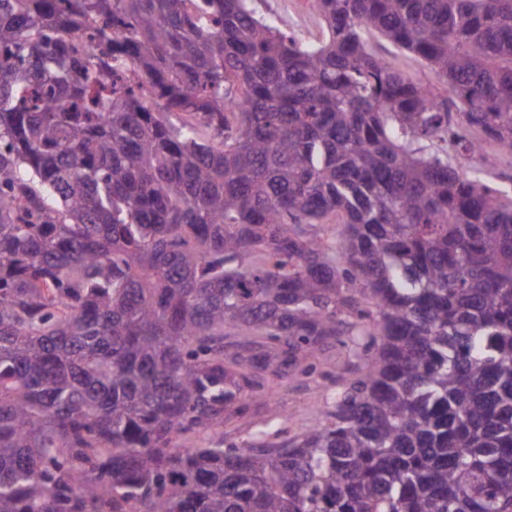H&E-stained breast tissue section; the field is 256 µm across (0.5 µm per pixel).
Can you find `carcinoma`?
<instances>
[{
	"instance_id": "1",
	"label": "carcinoma",
	"mask_w": 512,
	"mask_h": 512,
	"mask_svg": "<svg viewBox=\"0 0 512 512\" xmlns=\"http://www.w3.org/2000/svg\"><path fill=\"white\" fill-rule=\"evenodd\" d=\"M313 7L0 0V512H512V197L448 163L512 158V0ZM258 13L276 16L283 28L293 31L300 38L318 40L325 36L326 29L312 9V0H255ZM370 46L377 56L395 63L415 83L431 88L436 92L444 89L441 77L423 59L410 53L398 52L388 42L380 38H372ZM346 361V350L337 347L317 361V372L312 376H269L265 399L253 402L244 418L224 424V447L250 436L262 434L278 441L300 432L310 419L326 410L327 397L336 391V379Z\"/></svg>"
}]
</instances>
